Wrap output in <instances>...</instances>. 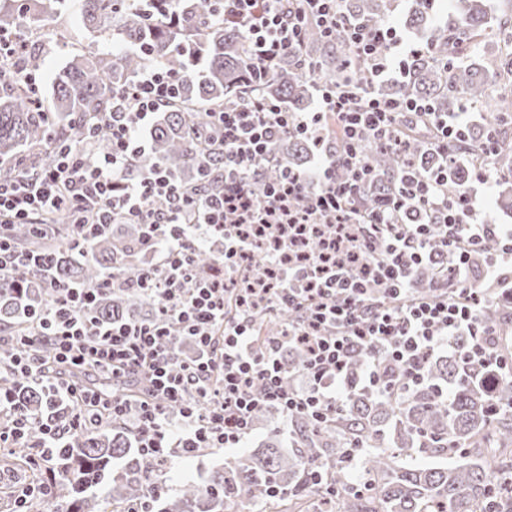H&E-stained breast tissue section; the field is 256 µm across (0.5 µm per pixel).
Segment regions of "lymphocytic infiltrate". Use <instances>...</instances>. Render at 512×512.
I'll return each instance as SVG.
<instances>
[{"label":"lymphocytic infiltrate","instance_id":"f902f5d3","mask_svg":"<svg viewBox=\"0 0 512 512\" xmlns=\"http://www.w3.org/2000/svg\"><path fill=\"white\" fill-rule=\"evenodd\" d=\"M281 2L231 0L227 18L253 59L270 66L300 46L310 14L325 32L344 31L372 79L320 89L313 112L251 96L215 113L206 139L209 150L224 155L222 192L200 198L181 191L156 167L126 177L145 153L141 128L178 82L157 61L126 93L131 111L113 113L109 150L82 138L39 176L0 182L1 224H27L65 204L81 219L72 230L77 247L121 220L143 226L142 241L154 257L139 287L155 311L142 320L96 323L94 308L113 286V273L78 287L48 280L51 300L19 341L28 349L49 343L55 366L27 351L10 355L8 373L69 401L72 416L45 425L40 457L48 479L18 491V512H27L32 500H51L54 443L107 419L130 424L145 461L153 463L173 447L188 457L203 448L238 447L263 405L325 422L354 388L392 394L381 360L392 359L416 380L429 354L460 337L468 340L464 361L506 369L488 340L483 312L487 285L512 289V225L480 220L470 190L448 195V142L464 137L467 119L437 116L422 101L375 95L372 80L420 50L394 27L365 31L345 16L343 0H304L292 14ZM379 41L386 46L381 55ZM415 115L437 131L421 147L427 170L407 166L397 192L366 203L375 175L363 143L404 145L402 123ZM284 132L313 141L316 165L282 174L256 198L253 180L273 163L268 144ZM436 234L442 238L437 254L431 249ZM217 239L224 244L221 280L201 276L194 266L200 246ZM375 240L381 248L373 252ZM484 252L490 260L474 270L475 255ZM437 257L453 272L455 295L414 297L416 276ZM192 279L196 288L185 289ZM274 306L300 317L256 352L253 315ZM186 339L197 344L188 361L179 355ZM289 347L305 357V383L294 390L284 382L282 352ZM360 353L358 378L349 380L342 370ZM102 380H144L149 392L108 394L97 387ZM170 404L178 407V419L168 415ZM28 426L25 411L0 384V444L24 442Z\"/></svg>","mask_w":512,"mask_h":512}]
</instances>
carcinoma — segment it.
Returning <instances> with one entry per match:
<instances>
[{
    "instance_id": "obj_1",
    "label": "carcinoma",
    "mask_w": 512,
    "mask_h": 512,
    "mask_svg": "<svg viewBox=\"0 0 512 512\" xmlns=\"http://www.w3.org/2000/svg\"><path fill=\"white\" fill-rule=\"evenodd\" d=\"M68 0H3L0 30H39L61 12ZM396 0H345L348 17L375 31L395 8ZM450 24L433 29L427 46L406 60L399 78L377 88L385 98L420 99L435 112H459L469 105L489 109L492 120L469 128L467 138L448 143V193L456 194L468 179L467 161L479 157L482 143L499 145L500 176L512 186V52L492 68L481 64L489 41L512 43V0H450ZM82 28L98 37L107 33L128 44L117 52L74 55L53 85L49 108L41 105L32 79L42 58L24 46L19 66L0 69V180L36 176L54 165L62 147L82 136L95 137L98 148L111 146L112 102L133 83L149 62L160 59L180 77L175 97L158 109L151 127L150 152L137 160L140 172L152 165L200 196L218 188L224 177V155L199 152L192 129L211 121L247 94L306 112L313 82L334 86L347 77L365 76L352 58L341 31L326 35L304 28L301 47L290 51L271 70L249 54L238 28L224 20V0H78ZM428 0H417L407 24L422 29L430 22ZM411 139L395 149L384 143L364 146L366 162L378 179L366 199L390 194L399 186L403 163L418 156ZM316 151L300 136L283 134L270 142L275 165L254 185L262 198L282 169H300ZM11 240L41 257L42 266L62 283H96L124 249L133 259L117 269L120 285L102 295L94 316L99 323L142 318L153 309L136 288L144 272L141 230L114 240L111 231L94 235L89 257L76 260L73 242H51L29 224H13ZM44 272L20 269L0 280V325L19 331L28 315L48 304ZM487 317L498 329L504 353L512 359V292L488 289ZM295 310L272 309L254 316L256 349L265 347L259 333L270 336L297 319ZM489 370L465 363L459 354L427 356L423 378L408 383L404 398L355 391L336 410L329 424L305 417L286 419L287 431L200 480H181L155 500L158 512H259L279 502L288 512H512V373L497 376L493 391L484 380ZM15 403L30 419L28 439L37 442L43 425L65 421L71 410L43 389L17 380L10 386ZM362 442L369 451L353 461L350 447ZM450 457L447 466L411 463L413 455ZM165 459L147 467L131 446L124 424L105 422L68 435L57 453L64 478L55 494L69 512H108L113 505L146 500L149 487L162 484L157 472Z\"/></svg>"
}]
</instances>
